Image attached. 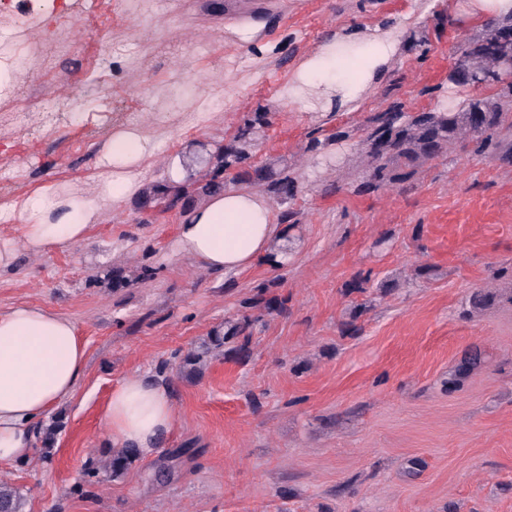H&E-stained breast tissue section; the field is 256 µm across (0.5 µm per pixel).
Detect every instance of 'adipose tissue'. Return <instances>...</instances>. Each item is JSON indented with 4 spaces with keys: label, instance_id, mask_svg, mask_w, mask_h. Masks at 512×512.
I'll return each mask as SVG.
<instances>
[{
    "label": "adipose tissue",
    "instance_id": "adipose-tissue-1",
    "mask_svg": "<svg viewBox=\"0 0 512 512\" xmlns=\"http://www.w3.org/2000/svg\"><path fill=\"white\" fill-rule=\"evenodd\" d=\"M401 41L398 29L336 35L299 63L282 87V98L306 112L352 111L380 83ZM352 60L353 70L347 67ZM158 153L157 140L141 128L114 130L101 149L94 196L48 182L0 209V222L22 228L20 243L0 241V268L13 262L19 246L37 255L84 241L108 206L142 195ZM278 233L266 197L232 190L183 212L175 248L210 271L238 272L268 253ZM85 362L86 346L70 319L29 304L0 312V461L30 458L38 424L74 394ZM103 421L107 447L133 448L148 458L174 431L176 416L162 385L135 376L113 387Z\"/></svg>",
    "mask_w": 512,
    "mask_h": 512
}]
</instances>
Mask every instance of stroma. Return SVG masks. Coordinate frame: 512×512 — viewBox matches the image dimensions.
<instances>
[{"label":"stroma","mask_w":512,"mask_h":512,"mask_svg":"<svg viewBox=\"0 0 512 512\" xmlns=\"http://www.w3.org/2000/svg\"><path fill=\"white\" fill-rule=\"evenodd\" d=\"M458 0H10L0 54L13 63L0 97V205L48 181L95 191L99 149L125 114L162 145L145 176L165 183L167 157L206 173L213 146L251 113L271 124L252 157L280 158L298 190L284 266L258 259L219 274L176 253L180 208L106 209L87 241L0 269V311L37 304L72 320L86 348L52 464L34 448L0 463L24 512H512V302L473 314V289L512 284V167L448 156L415 180L355 192L359 128L390 103L441 111L480 95L449 79L455 46L474 25ZM52 13L42 32L38 9ZM398 26L401 53L352 112H304L280 96L299 62L339 29ZM253 27L252 40L242 38ZM221 85L231 105L210 99ZM209 98L205 129L189 102ZM170 115L158 130L153 116ZM333 137L323 155L310 137ZM427 275H420V268ZM126 284L113 287L112 271ZM364 291L347 292L357 274ZM263 295L281 312L244 309ZM253 320L251 355L178 372L224 321ZM358 331L344 333L347 322ZM481 354L455 391L445 382ZM166 367L177 425L152 458L77 492L104 449L102 411L117 383Z\"/></svg>","instance_id":"stroma-1"}]
</instances>
